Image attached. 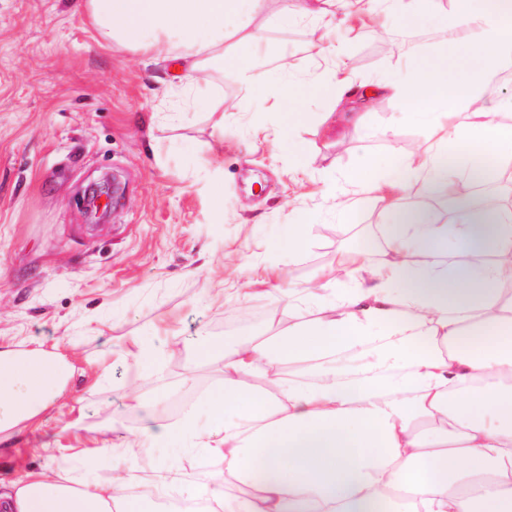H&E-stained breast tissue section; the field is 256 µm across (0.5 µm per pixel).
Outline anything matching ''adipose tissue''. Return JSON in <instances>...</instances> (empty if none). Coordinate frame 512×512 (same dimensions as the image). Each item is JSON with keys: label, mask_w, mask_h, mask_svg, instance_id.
<instances>
[{"label": "adipose tissue", "mask_w": 512, "mask_h": 512, "mask_svg": "<svg viewBox=\"0 0 512 512\" xmlns=\"http://www.w3.org/2000/svg\"><path fill=\"white\" fill-rule=\"evenodd\" d=\"M101 41L144 60H175L167 84L197 106L224 71V41L249 87L250 62L265 44L249 25L265 0H77ZM408 24L435 21L446 33L471 28L459 63L436 55L410 61L375 85L320 75H285L279 102L301 117L292 90L333 102L388 98L428 132L404 177L378 179L366 159L326 171L324 195L348 217L361 195L381 200L397 224L381 260L346 254L354 283L318 275L302 296L311 322L281 327L264 342L199 337L194 359L216 357L224 385L173 422L143 427L131 448L176 442L204 472L134 461L114 470L113 448H55L53 465L0 480V512H155L129 497L136 484L173 489L170 512H512V205L444 218L407 204L440 170L469 172L492 153L512 181V119L474 103L512 64V0H373ZM356 353L357 366L338 361ZM282 362L307 364L281 376ZM80 371L60 347L0 344V448L41 427L66 401Z\"/></svg>", "instance_id": "ef3b65f1"}]
</instances>
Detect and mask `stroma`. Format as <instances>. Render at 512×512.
<instances>
[{
    "label": "stroma",
    "mask_w": 512,
    "mask_h": 512,
    "mask_svg": "<svg viewBox=\"0 0 512 512\" xmlns=\"http://www.w3.org/2000/svg\"><path fill=\"white\" fill-rule=\"evenodd\" d=\"M336 14L347 36L327 64L320 49L329 29L310 18L284 24L268 0L250 20L267 37L265 54L252 64L265 90H250L225 64L210 98L211 107L227 113L218 132L208 110L170 111L159 82L163 66L99 45L74 0H0V342L30 349L60 343L92 370L73 381L70 398L41 430L0 456L1 479L43 466L42 443L79 448L94 438L119 446L146 419L170 421L176 396L216 389L221 360L189 357L199 334L229 344L270 338L276 323L298 316L310 320L279 290L246 287L226 252L238 251L255 267H283L295 288L330 269L348 287L337 256L357 250L379 257L391 232L382 205L366 196L347 218L334 215L323 173L369 157L380 175H392L426 142V131L383 99L359 104L367 115L363 129L337 113L329 136L321 122L328 102L308 98L309 116L295 134L310 163L292 172L287 155L256 141L289 120L287 112L271 110L279 59L287 57L301 77L334 72L369 82L453 47L436 23L374 19L369 0ZM114 177L124 197L106 219L95 220L84 191ZM313 212L319 218L302 254L291 260L269 249V241ZM138 339L165 346L155 377L136 374ZM104 360L112 374L100 381L94 370ZM132 390L153 405L152 414L134 405ZM75 419L80 430H69Z\"/></svg>",
    "instance_id": "35a3bbf8"
}]
</instances>
